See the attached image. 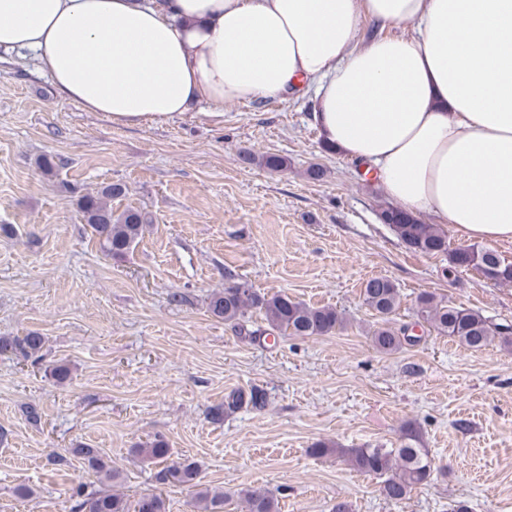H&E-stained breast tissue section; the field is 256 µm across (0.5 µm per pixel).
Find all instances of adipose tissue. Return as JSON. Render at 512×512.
<instances>
[{"instance_id":"ef3b65f1","label":"adipose tissue","mask_w":512,"mask_h":512,"mask_svg":"<svg viewBox=\"0 0 512 512\" xmlns=\"http://www.w3.org/2000/svg\"><path fill=\"white\" fill-rule=\"evenodd\" d=\"M366 19L415 29L360 47ZM0 51L121 125L307 80L323 140L394 201L512 240V0H0Z\"/></svg>"}]
</instances>
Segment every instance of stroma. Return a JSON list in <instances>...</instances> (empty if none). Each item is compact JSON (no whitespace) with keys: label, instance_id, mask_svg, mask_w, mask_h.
Wrapping results in <instances>:
<instances>
[{"label":"stroma","instance_id":"35a3bbf8","mask_svg":"<svg viewBox=\"0 0 512 512\" xmlns=\"http://www.w3.org/2000/svg\"><path fill=\"white\" fill-rule=\"evenodd\" d=\"M312 91L194 106L167 121L112 124L68 102L33 54L0 52V337L36 330L41 357L0 353V512H70L76 486L136 499L162 492L167 512H196L189 487L158 488L137 445L160 438L196 463L203 486L267 490L279 512H512V346L473 351L427 331L393 354L371 340L378 322L361 296L375 277L400 302L389 323L415 319L420 294L512 323V284L453 269L410 249L379 218L390 199L367 163L327 150ZM253 161H244L245 153ZM286 157V170L261 165ZM62 164L54 174L42 156ZM322 166V181L308 179ZM125 185L114 211L152 222L125 258L100 249L80 195ZM230 283L330 306L347 324L329 336L250 343L212 316ZM186 300L175 303L173 292ZM71 370L65 383L54 365ZM263 387V411L211 417L230 390ZM38 420H30L29 408ZM414 423L436 465L432 481L394 504L379 478L333 455L396 443ZM101 449L112 483L74 455ZM33 494L20 497L19 486Z\"/></svg>","mask_w":512,"mask_h":512}]
</instances>
